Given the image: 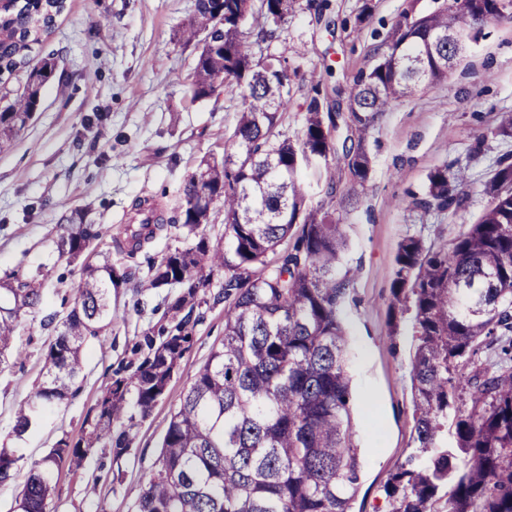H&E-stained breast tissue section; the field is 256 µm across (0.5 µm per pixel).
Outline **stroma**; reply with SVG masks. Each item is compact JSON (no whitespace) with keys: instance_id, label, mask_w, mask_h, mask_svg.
<instances>
[{"instance_id":"35a3bbf8","label":"stroma","mask_w":512,"mask_h":512,"mask_svg":"<svg viewBox=\"0 0 512 512\" xmlns=\"http://www.w3.org/2000/svg\"><path fill=\"white\" fill-rule=\"evenodd\" d=\"M430 12L444 0H329L324 14L303 8L284 25L269 51L288 60L292 101L282 132L297 138L306 100L318 93L327 112H347V90L376 62L374 47L408 3ZM195 0H66L64 12L40 49L55 53L54 80L43 89L39 112L20 132L14 149L0 155V276L41 270L47 304L60 308L57 290L71 281L58 262L55 242L65 216L87 211L108 227L98 256L108 257L119 280L112 321L84 351L83 371L68 398L46 413L24 441L12 436L14 411L40 381L53 338L40 319L27 320L15 339L23 357L0 372V445L21 447L20 472L60 439L78 440L90 428L94 407L114 372L134 362L133 347L167 325V302L177 288L142 291L151 261L184 247L181 230L165 227L129 255L122 233L135 200L147 199L174 219L183 189L202 160L222 158L237 122L240 94L195 100L189 77L197 50L178 32ZM512 111V22L488 21L483 36L462 54L445 81L409 101L394 103L369 131L371 170L354 183L342 156L337 195L354 204L337 208L347 247L337 267L347 294L340 317L348 338L355 440L365 452L352 512H389L382 485L414 446L410 317L390 323L395 256L403 239L425 246L455 238L488 205L484 184L496 160L512 154V137L498 134ZM465 168L462 207L422 206L429 174ZM208 288L192 316V340L165 394L140 419L121 459L96 448L80 469L55 474L50 512H135L145 471L156 460L180 396L212 349L224 338V304Z\"/></svg>"}]
</instances>
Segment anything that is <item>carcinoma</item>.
<instances>
[{
  "label": "carcinoma",
  "instance_id": "carcinoma-1",
  "mask_svg": "<svg viewBox=\"0 0 512 512\" xmlns=\"http://www.w3.org/2000/svg\"><path fill=\"white\" fill-rule=\"evenodd\" d=\"M195 0L179 35L199 46L190 75L192 98L241 90L237 125L222 160H204L190 176L174 222L188 246L151 266L147 287L184 284L169 311L200 303L214 274L224 275V339L212 349L179 400L145 474L137 512H351L363 460L354 440L339 306L345 282L336 268L346 247L343 225L325 204L306 200L302 166L337 152L317 99L307 102L301 137L280 130L290 102L284 56L257 54L279 37L300 0ZM65 9L63 0H25L0 11V153L35 115L41 91L55 76V59L38 57ZM253 22L244 27L247 17ZM488 19L512 21V0H448L416 12L410 0L374 49L377 63L348 91L350 144H342L353 181L367 179L366 136L401 99L448 76L454 57L448 37ZM467 176L437 169L420 205L459 207ZM489 204L448 244L425 247L404 239L395 258L390 322L413 313L412 395L415 448L383 485L390 512H512V158L503 157L484 184ZM209 197L201 211L198 202ZM148 213L123 229L133 256L154 237L159 218ZM224 224L230 247L213 244L206 226ZM104 233L76 212L57 240L58 260L80 262L74 301L45 354L36 392L15 412L13 433L24 437L45 410L67 399L82 368L84 347L112 319V264L85 256ZM291 247H283L288 240ZM45 275L14 270L0 277V366L23 321L42 311ZM189 316L147 336L129 374L115 372L95 407L91 429L61 440L29 468L14 512H49L55 467L78 469L94 448L125 454L136 417H146L165 393L191 339ZM123 430L112 436V424ZM453 432L455 445L448 447ZM22 455L0 448V485L15 480Z\"/></svg>",
  "mask_w": 512,
  "mask_h": 512
}]
</instances>
